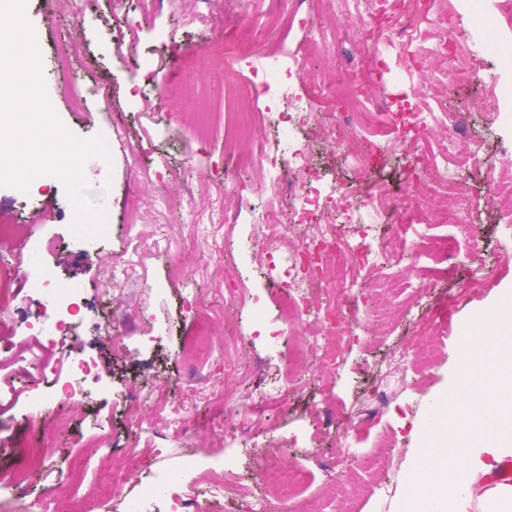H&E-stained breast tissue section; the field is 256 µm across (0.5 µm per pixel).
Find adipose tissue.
<instances>
[{
  "label": "adipose tissue",
  "mask_w": 512,
  "mask_h": 512,
  "mask_svg": "<svg viewBox=\"0 0 512 512\" xmlns=\"http://www.w3.org/2000/svg\"><path fill=\"white\" fill-rule=\"evenodd\" d=\"M398 512H512V484L486 485L512 456V293L467 338L448 386L431 398Z\"/></svg>",
  "instance_id": "ef3b65f1"
}]
</instances>
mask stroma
I'll use <instances>...</instances> for the list:
<instances>
[{"instance_id": "obj_1", "label": "stroma", "mask_w": 512, "mask_h": 512, "mask_svg": "<svg viewBox=\"0 0 512 512\" xmlns=\"http://www.w3.org/2000/svg\"><path fill=\"white\" fill-rule=\"evenodd\" d=\"M448 7L472 27L501 33L486 40L476 77L451 80L442 97L448 113L468 105L469 131L483 141V154L491 159L501 135L483 121L490 109L484 90L494 78L512 83V11L500 4L487 13L468 8L465 0H448ZM309 11L305 0H25L54 113L74 135L100 136L108 145L109 159L87 158L83 174L112 232L91 247L73 244V206L57 180L28 194L0 187V222L25 224L34 235L55 239L46 261L63 282L81 288L77 348L96 357L111 391H91L69 402L63 409L69 427L61 432L53 429L52 414L38 407L22 405L0 414V472L34 471L27 496L8 502L4 512H33L40 496L67 486L61 471L32 468L29 450L37 441H44L49 454L82 457L92 475L121 467L124 448L135 441L147 468L176 473L187 454L203 464L223 456L224 440L211 418L246 403L256 387L277 383L280 359L262 334L277 315L278 290L263 273L253 231L265 200L252 198L250 211L243 213L236 194L224 190L227 184L240 187L252 180L243 160L254 149L253 143L234 140L224 123V87L237 84L241 105L250 107L242 64L258 65L285 50L307 54L311 66L296 91L323 122L338 121L327 90L338 78L339 61L357 58L363 72L376 70L379 61L370 53L355 56L352 45L332 35L321 36L319 47H312L297 18ZM189 85L209 103L206 120L197 117L194 96L185 91ZM307 147L312 164L327 179L363 195L381 191L392 198L409 185L410 155L392 153L357 172L339 167L335 145L314 138ZM460 178L474 199L466 220L483 254L482 265L444 255L422 258L438 279L436 288L421 294L414 281H407L405 291L386 297L392 315L380 330L367 314L372 274L360 271L357 288L345 295L347 324L337 338L342 369L333 374L311 359L309 369L322 375V384L292 394L255 423L268 447L295 434L308 438L321 457L333 459L349 431L378 415L397 442L395 460H383L375 475L349 466L346 482L353 497L346 503L303 448H285L289 460L304 462L308 476L293 497L272 499L271 512H297L307 501L319 512H395L431 395L445 387L477 323L512 289V262L499 258L504 234L497 207L487 202L484 171L472 168ZM198 224L213 225V234L196 235ZM119 254L132 267L126 282L112 279L113 258ZM233 280L261 295L262 314L225 301L224 285ZM472 280L478 288L465 292ZM136 302L148 305L146 319L122 329L116 340H105L104 330ZM449 305L455 309V337L423 335V323L438 321ZM51 317L29 285L20 284L0 325L21 332L29 322ZM203 329L231 357L213 384L197 377L182 353L185 341ZM158 333L160 344L141 345V336ZM404 350L437 352L424 385H417L410 367L397 364ZM133 385L147 389L133 408L136 416L161 421L165 403L179 398L191 410V432L168 433L159 448L153 434L135 436L124 421V393Z\"/></svg>"}]
</instances>
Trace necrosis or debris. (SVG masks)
<instances>
[{
  "mask_svg": "<svg viewBox=\"0 0 512 512\" xmlns=\"http://www.w3.org/2000/svg\"><path fill=\"white\" fill-rule=\"evenodd\" d=\"M348 7L336 17V34L341 40L362 44L365 26H373V47L380 56L381 73L397 70L402 77L421 74L422 79L413 88L409 104V124L415 138L409 139L392 132L386 113L369 108L364 97V77L355 67L346 66L345 75L332 91L339 108L340 126L333 129L323 125L310 103L294 92V84L306 73L307 58L280 55L263 66L249 70L248 79L255 99L261 100V114L240 109L232 92L224 94V112L240 140L257 139V116H264L268 125L277 128L279 135L269 145H260L254 163L260 180L253 184L256 194L276 195L280 186H288L292 198L289 211H282L278 203H270L263 224L256 235L263 244L264 270L279 289L280 320L268 331L269 338L282 336L285 328L315 317L320 325L304 348L289 353L283 381L276 386L259 387L251 394L242 418L229 423L215 417L212 426L224 439L226 453L221 462L210 466L205 475L210 496L223 494L225 479L236 464V449L256 448L260 442L249 422L251 416L265 412L271 404L283 403L287 392L301 389L311 383L308 358L318 355L325 364L340 367L336 355V320L345 313L343 303L336 302L315 308L317 289L327 286L343 291L355 287L357 270L379 268V275L370 287L376 292H394L405 284L401 264L404 258H421L448 254L456 257L459 242L467 240L470 228L459 219L460 213L470 207L471 201L457 178L459 170L485 164L486 179L491 188L489 200L499 205L501 224L512 223V206L503 209V201L512 203V138L499 141L498 153L491 162L482 160V144L468 131L466 110L448 114L437 111L441 94L451 76L474 72L476 56L467 31L451 30L445 0H413L410 12H403L400 0H347ZM391 11L394 21L386 25L375 22V7ZM444 58L443 68H436L437 58ZM450 124L446 142L435 149L424 148L425 131L437 124ZM321 138L335 141L337 160L341 167L362 170L372 166L387 153L406 152L417 160V175L431 180L437 194L452 202L450 210L439 217V229L433 233L408 235L406 218L420 214L422 203L414 189H407L382 204L377 199L352 198L341 185L324 181L310 162L307 143ZM402 216L390 241L373 247L368 226L384 211ZM300 224L304 233L297 243L282 241L283 223ZM352 224L358 231L342 234L338 225ZM31 263L19 268L0 269V310H7L14 298L12 284L23 279L52 306L57 317L30 326L28 334L11 342L7 364H32L38 375L57 374V356H64L69 366V378L59 381L54 394L43 395L37 388L6 382L0 390V400L23 401L44 409L56 410L75 397L84 395L89 384L98 382V362L86 355H76L72 346L78 331L77 294L73 286L60 283L52 268L37 263L35 257L43 244H28ZM125 465L113 470L104 482L97 484L92 495L99 512H107L110 502L128 474L144 472L145 480L139 496L127 506V512H156L157 501H165V512H196L198 501L194 494L197 485L190 470L172 476L164 472L144 469L138 449L124 451Z\"/></svg>",
  "mask_w": 512,
  "mask_h": 512,
  "instance_id": "necrosis-or-debris-1",
  "label": "necrosis or debris"
}]
</instances>
